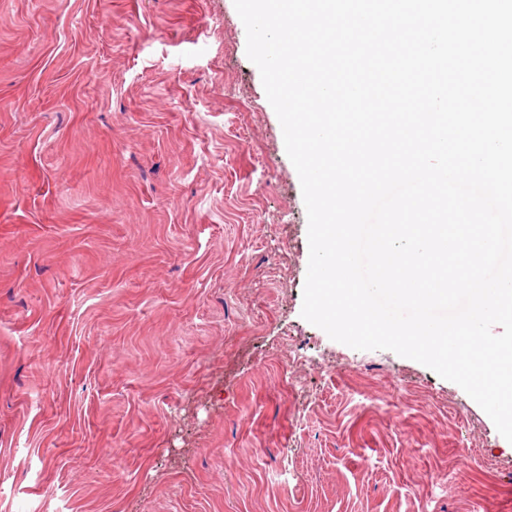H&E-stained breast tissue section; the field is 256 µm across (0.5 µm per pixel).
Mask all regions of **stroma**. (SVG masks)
<instances>
[{"instance_id": "35a3bbf8", "label": "stroma", "mask_w": 512, "mask_h": 512, "mask_svg": "<svg viewBox=\"0 0 512 512\" xmlns=\"http://www.w3.org/2000/svg\"><path fill=\"white\" fill-rule=\"evenodd\" d=\"M308 261L234 0H0V512H512V443L307 322Z\"/></svg>"}]
</instances>
